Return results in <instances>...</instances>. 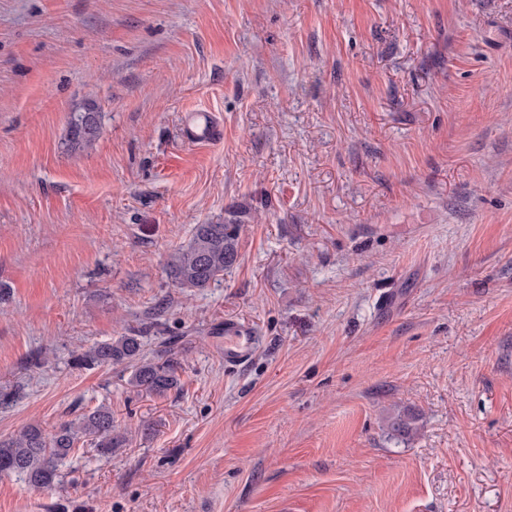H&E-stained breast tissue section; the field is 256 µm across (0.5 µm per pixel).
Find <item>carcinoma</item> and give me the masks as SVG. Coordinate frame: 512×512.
Here are the masks:
<instances>
[{"label":"carcinoma","instance_id":"obj_1","mask_svg":"<svg viewBox=\"0 0 512 512\" xmlns=\"http://www.w3.org/2000/svg\"><path fill=\"white\" fill-rule=\"evenodd\" d=\"M101 131L99 112L87 106L71 116L69 135L74 146L89 147ZM238 224H197L190 241L172 256L170 276L179 288L204 289L224 276L238 258ZM80 361L99 365H123L130 369L127 384L137 392L164 396L179 387V362L164 349L151 356L144 352L136 333L96 344ZM89 440L102 457L123 445L114 433L112 410L99 406L48 431L28 424L0 439V476L16 474L37 489H51L61 478L60 467L80 441Z\"/></svg>","mask_w":512,"mask_h":512}]
</instances>
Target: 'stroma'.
Masks as SVG:
<instances>
[{
  "label": "stroma",
  "instance_id": "obj_1",
  "mask_svg": "<svg viewBox=\"0 0 512 512\" xmlns=\"http://www.w3.org/2000/svg\"><path fill=\"white\" fill-rule=\"evenodd\" d=\"M132 330L179 390L78 365ZM101 405L0 512H512V0H0V436ZM100 131L99 113L95 106H87L82 111L73 112L69 126L72 145L89 147L97 140ZM239 224L195 225L190 241L172 256L170 276L179 288L204 289L238 258ZM256 336L239 324L224 325V364L227 367L241 365L251 354Z\"/></svg>",
  "mask_w": 512,
  "mask_h": 512
}]
</instances>
